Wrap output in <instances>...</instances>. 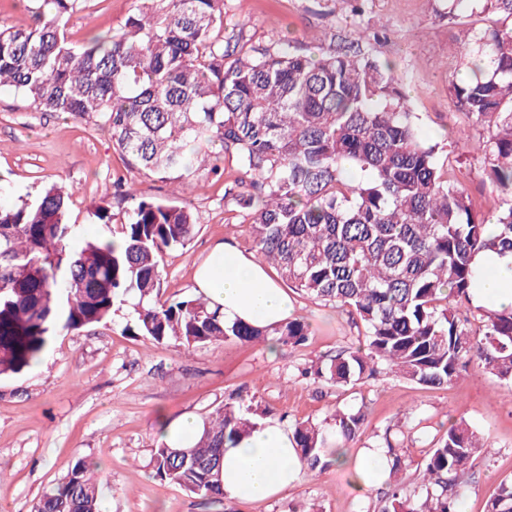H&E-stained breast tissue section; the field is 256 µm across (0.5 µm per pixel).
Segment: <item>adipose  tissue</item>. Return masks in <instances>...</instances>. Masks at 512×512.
Masks as SVG:
<instances>
[{"label":"adipose tissue","mask_w":512,"mask_h":512,"mask_svg":"<svg viewBox=\"0 0 512 512\" xmlns=\"http://www.w3.org/2000/svg\"><path fill=\"white\" fill-rule=\"evenodd\" d=\"M481 277L472 291L475 304L512 306V252H484L474 259ZM197 289L233 322L274 325L288 319L291 302L263 267L226 245L216 246L195 275ZM303 475L291 435L273 421L224 448V495L263 502Z\"/></svg>","instance_id":"ef3b65f1"}]
</instances>
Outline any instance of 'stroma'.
<instances>
[{"label": "stroma", "instance_id": "1", "mask_svg": "<svg viewBox=\"0 0 512 512\" xmlns=\"http://www.w3.org/2000/svg\"><path fill=\"white\" fill-rule=\"evenodd\" d=\"M228 6L236 33L253 43L285 36L317 52L335 29L381 32L371 49L402 77L407 106L438 142L450 182L462 186L474 211L488 219L512 197L486 177L478 149L486 132L471 125L450 95L462 74L453 44L466 20L449 19L446 0H367L360 17L350 16L341 0H228ZM135 8V0H83L68 35L79 44L89 31L119 30ZM119 176L147 196L190 204L197 218L194 238L162 258L161 299L197 297L194 273L217 244L255 257L245 214L225 204L223 181L202 170L170 188L125 167L107 131L0 91V205L35 196L48 182L72 189L69 218L77 230L71 245L78 249L107 232L88 219L94 205H111L115 221H122L112 188ZM289 296L293 316L309 325L307 342L297 347L272 351L264 342L235 340L190 348L157 344L126 332L125 311L107 326L57 336L38 366L0 379V512H31L42 489L81 457L100 464L103 512H378L380 486L359 489L352 462L379 444L385 430H402L406 475L416 479L432 437L458 418L485 439L487 451L472 462L463 500L469 512H486L500 482L512 479V391L474 364L439 388L385 373L352 389L300 380L297 367L358 346L364 330L345 311L294 290ZM238 395L269 408L271 419L286 428L364 404L366 421L347 449L349 466L305 475L259 503H217L153 477L150 459L164 423L202 419ZM409 409L418 427L406 422Z\"/></svg>", "mask_w": 512, "mask_h": 512}]
</instances>
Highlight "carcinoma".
I'll return each instance as SVG.
<instances>
[{
  "instance_id": "carcinoma-1",
  "label": "carcinoma",
  "mask_w": 512,
  "mask_h": 512,
  "mask_svg": "<svg viewBox=\"0 0 512 512\" xmlns=\"http://www.w3.org/2000/svg\"><path fill=\"white\" fill-rule=\"evenodd\" d=\"M29 2L28 25L0 18V89L106 130L127 167L165 182L204 166L218 177L235 171L224 197L247 212L257 254L289 287L364 328L365 346L342 349L300 376L353 387L382 365L440 387L476 362L512 388V307L474 306L471 298L475 256L512 251V202L497 211L493 232L473 213L409 112L401 77L363 45L365 32L334 33L313 54L286 39H224L227 0H138L123 28L75 45L66 26L82 0ZM464 12L502 17L467 29L466 78L450 93L487 132L480 149L488 176L512 190V0H448V18ZM113 187L128 203L123 222L114 230L111 207H92L90 221L109 235L78 252L68 248L67 188L52 184L0 207L1 377L26 373L56 336L105 325L124 307L129 334L156 343L306 341L301 318L228 324L203 297L160 300V258L194 237L197 220L187 207L119 180ZM266 415L224 404L201 422L187 453L164 442L153 448L154 476L223 500L226 442L249 435ZM365 417L362 404L295 423L303 467L320 473L333 465L329 449L348 447ZM482 440L469 423H450L412 485L401 478V440L384 434L392 466L383 512H456ZM97 470L89 458L75 460L33 512H100ZM487 512H512V480L499 484Z\"/></svg>"
}]
</instances>
